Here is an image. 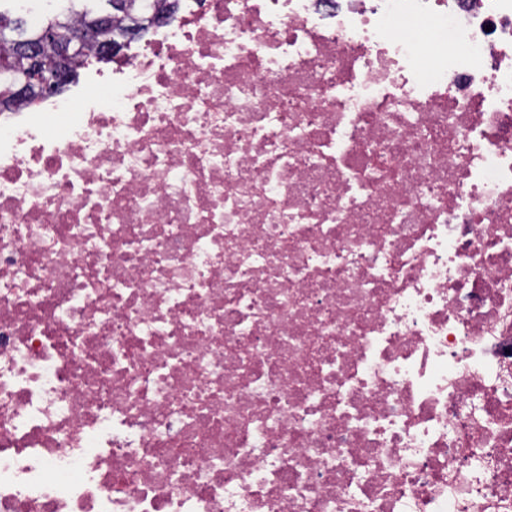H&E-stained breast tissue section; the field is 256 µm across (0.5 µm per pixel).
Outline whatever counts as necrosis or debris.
Listing matches in <instances>:
<instances>
[{"instance_id":"1","label":"necrosis or debris","mask_w":512,"mask_h":512,"mask_svg":"<svg viewBox=\"0 0 512 512\" xmlns=\"http://www.w3.org/2000/svg\"><path fill=\"white\" fill-rule=\"evenodd\" d=\"M179 2L0 112V512H512V0Z\"/></svg>"}]
</instances>
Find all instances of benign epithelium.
Masks as SVG:
<instances>
[{
    "instance_id": "7a95c632",
    "label": "benign epithelium",
    "mask_w": 512,
    "mask_h": 512,
    "mask_svg": "<svg viewBox=\"0 0 512 512\" xmlns=\"http://www.w3.org/2000/svg\"><path fill=\"white\" fill-rule=\"evenodd\" d=\"M108 17L109 12L105 11L97 14L95 24L86 29L75 31L65 26L54 31L53 39L58 45V54L51 59L44 58L37 45L20 42L14 30H1L0 40L18 47L19 52L26 57L29 66V76L12 87L13 96L48 95L59 90L68 78L66 67L68 57L84 46L86 41L97 37L98 27ZM139 35L140 21L135 19L128 25L122 41L103 40L100 50L107 57L117 56L125 43L138 38Z\"/></svg>"
}]
</instances>
